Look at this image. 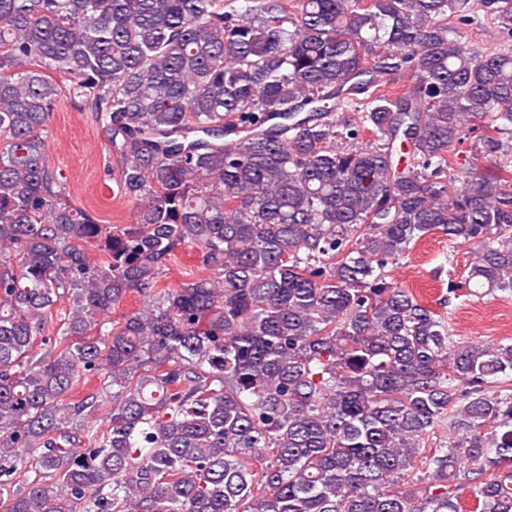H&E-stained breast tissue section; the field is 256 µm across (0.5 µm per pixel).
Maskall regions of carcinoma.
Masks as SVG:
<instances>
[{
	"label": "carcinoma",
	"instance_id": "obj_1",
	"mask_svg": "<svg viewBox=\"0 0 512 512\" xmlns=\"http://www.w3.org/2000/svg\"><path fill=\"white\" fill-rule=\"evenodd\" d=\"M475 9L512 36V0H0V512H464L466 485L512 512V344L455 339L387 270L437 231L477 245L466 287L512 296V48L462 41ZM62 96L134 223L66 198ZM186 247L208 274L159 287Z\"/></svg>",
	"mask_w": 512,
	"mask_h": 512
}]
</instances>
